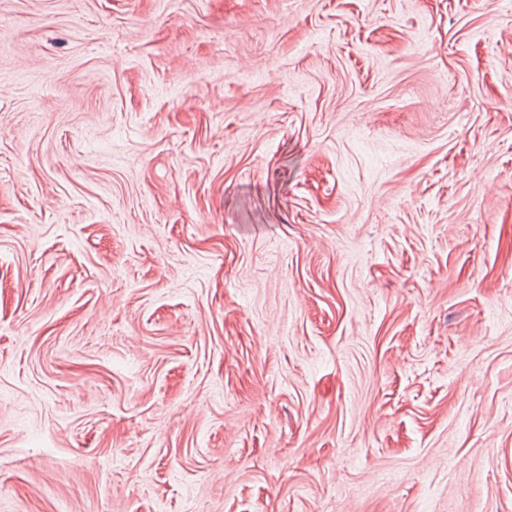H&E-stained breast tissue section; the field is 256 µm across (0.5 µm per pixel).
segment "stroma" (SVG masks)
I'll return each mask as SVG.
<instances>
[{
    "label": "stroma",
    "instance_id": "stroma-1",
    "mask_svg": "<svg viewBox=\"0 0 512 512\" xmlns=\"http://www.w3.org/2000/svg\"><path fill=\"white\" fill-rule=\"evenodd\" d=\"M0 512H512V0H0Z\"/></svg>",
    "mask_w": 512,
    "mask_h": 512
}]
</instances>
